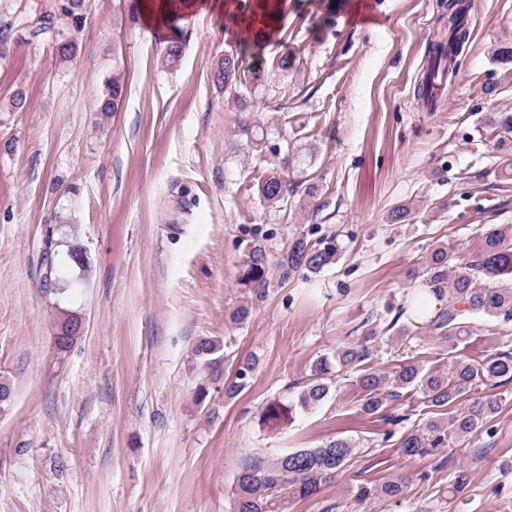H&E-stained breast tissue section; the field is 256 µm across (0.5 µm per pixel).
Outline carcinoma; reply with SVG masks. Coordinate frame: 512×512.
<instances>
[{
	"label": "carcinoma",
	"mask_w": 512,
	"mask_h": 512,
	"mask_svg": "<svg viewBox=\"0 0 512 512\" xmlns=\"http://www.w3.org/2000/svg\"><path fill=\"white\" fill-rule=\"evenodd\" d=\"M92 0H51L50 8L35 13L27 20L26 28L33 38L51 43L59 63L68 65L76 59L80 37L85 30ZM164 20L174 24L192 8L193 0H162ZM287 0H241L238 13L228 19L241 24L247 42L256 49L251 54L253 62L244 64L240 54L225 55L213 73L214 82L224 88V96L234 101L240 111V129L245 133L252 150L263 152L264 133L249 118L252 102L248 98L263 86L267 71L260 48L271 34L270 22L284 14ZM458 0H448V52L457 53L458 45L467 37L461 28L462 12L455 9ZM16 25L8 8L0 10V61L8 59ZM182 45L170 42L159 63L165 68L178 65ZM124 93V74L112 71V79L99 98L98 111L119 110ZM288 181L280 172L270 173L258 183V194L270 207H277L288 200ZM338 254L336 238L312 243L302 236L292 239L276 262H271L269 246L256 241L247 246L239 282L257 299L266 295L271 268H276L282 281L300 270L319 272L335 263ZM44 283L53 294L63 296L81 287L75 270H84L85 256L75 245L67 249L48 250L43 259ZM422 274L437 285L431 290L444 300V307L433 323L439 340L454 351L473 331L470 320L476 316L493 319L502 325L512 323V225H493L483 235L479 251L470 255H456L444 246L434 248L426 257ZM427 299L416 291L406 300V305L396 307L390 327L401 318L423 309ZM83 336V321L79 313L65 309L57 322L53 337L54 351L59 356L68 352ZM370 336L363 342L350 345L333 359L321 358L310 369L309 382L292 402L276 400L264 409L268 421H286L290 415L323 407L332 398L335 374L346 369L354 370L372 359ZM219 349L209 339H200L195 355L200 363V373L208 376L217 373L221 357ZM496 380L512 381V353L495 352L483 361H452L448 374H431L408 361L399 369L387 374L369 370L359 379L362 393L361 409L367 414H378L388 407V402L400 396V390L417 389L424 396L427 406L448 408L468 399L465 408L454 413L448 421L428 418L405 435L401 441L403 453L408 457H423L434 448H444L449 440L468 435L487 423L497 413V400L474 397V386L479 382ZM353 452L352 445L343 439L328 443L323 448H302L283 453L275 458L251 454L243 461L233 492V512H288L289 505L297 499L316 495L322 485L333 481ZM402 487L396 482H385L379 488L363 487L358 496L379 493L395 497Z\"/></svg>",
	"instance_id": "cac0c4a2"
}]
</instances>
